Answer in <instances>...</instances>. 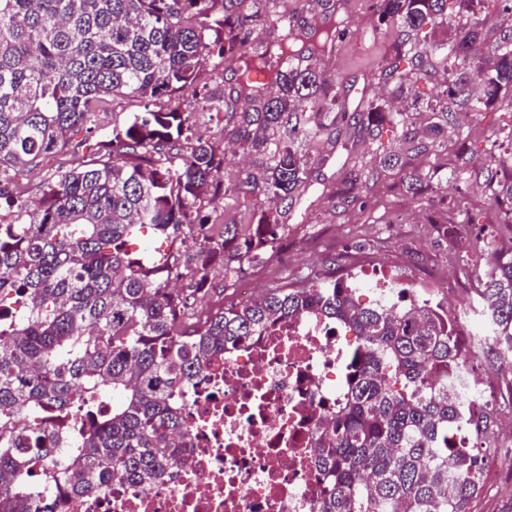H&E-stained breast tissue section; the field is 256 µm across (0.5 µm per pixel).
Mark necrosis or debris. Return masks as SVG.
<instances>
[{
  "instance_id": "necrosis-or-debris-1",
  "label": "necrosis or debris",
  "mask_w": 512,
  "mask_h": 512,
  "mask_svg": "<svg viewBox=\"0 0 512 512\" xmlns=\"http://www.w3.org/2000/svg\"><path fill=\"white\" fill-rule=\"evenodd\" d=\"M353 332L308 315L226 348L187 386L189 446L148 486L61 500V512H317L310 450L348 384Z\"/></svg>"
}]
</instances>
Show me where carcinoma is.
Listing matches in <instances>:
<instances>
[{"instance_id":"cac0c4a2","label":"carcinoma","mask_w":512,"mask_h":512,"mask_svg":"<svg viewBox=\"0 0 512 512\" xmlns=\"http://www.w3.org/2000/svg\"><path fill=\"white\" fill-rule=\"evenodd\" d=\"M267 2L0 0V203L9 209L0 299L23 298L16 315L0 317V512H55L34 494L47 475L66 496L115 480L153 483L181 453L171 437L188 439L177 398L191 379L224 348L313 313L361 338L333 429L311 449L326 476L317 512H469L483 449L448 445L462 419L458 391L470 383L448 311L406 296L364 306L332 273L204 318L195 301L212 280L273 253L290 206L314 182L309 156L324 132L387 129L407 144L423 127L428 144L412 147L422 153L441 147L455 114L512 106V33L491 40L482 20L492 7L512 14V0H379V23L405 38L378 80L401 92L444 75L404 111L364 91L351 105L322 70L346 21L286 25ZM450 18V37L435 40ZM228 42L240 46L232 59ZM221 66L238 79L216 109L258 160L245 173L226 171L182 108ZM120 98L143 109L97 143L103 155L47 183L32 207L13 194L17 173L91 131ZM455 165L487 169L501 223L512 227V161L487 168L462 147ZM380 167L401 172L406 192L423 191L408 150L383 148ZM357 193L341 181L330 200L344 205ZM261 194L276 206L232 221L202 213L204 195L227 206ZM175 279L186 287H171ZM476 304L489 351L512 355V246L491 249ZM82 405L89 428L55 472L64 431L37 416Z\"/></svg>"}]
</instances>
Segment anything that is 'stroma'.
<instances>
[{
  "label": "stroma",
  "mask_w": 512,
  "mask_h": 512,
  "mask_svg": "<svg viewBox=\"0 0 512 512\" xmlns=\"http://www.w3.org/2000/svg\"><path fill=\"white\" fill-rule=\"evenodd\" d=\"M365 43L364 52L350 54L336 46L323 59L324 71L338 80L341 92L352 98L365 86L379 92L377 66L390 49L392 35L379 29L366 37ZM139 109L135 100L108 105L98 114L92 133L75 136L62 152L45 159L36 169L18 174L15 181L25 199L37 200L46 181L94 158L102 135ZM511 131L512 108L502 106L458 119L445 137L449 151L464 147L482 162L489 157L491 139L506 137ZM418 167L427 183L422 194L412 196L392 190V183L400 179L398 171L392 170L385 183L371 189L363 201L334 211L317 203L316 198L323 185L340 181L344 170L339 165L324 168V184H313L291 211L292 232L279 246L281 253H287V260L271 258L251 268V276L266 289L324 273L331 265L340 275L383 266L409 278H451L453 287L449 293L441 294V301L474 299L478 276L487 262L482 237L488 222H495L496 218L490 197L477 192L478 187L484 186L485 177L471 175L463 184V207L451 210L438 192L439 186L448 181L450 168L443 159L431 155L421 157ZM470 211L480 214V223H466L465 216ZM502 364V358L476 353L473 374L496 376L501 389L484 445L512 448V435L500 428L501 421L512 420V372H502Z\"/></svg>",
  "instance_id": "stroma-1"
}]
</instances>
